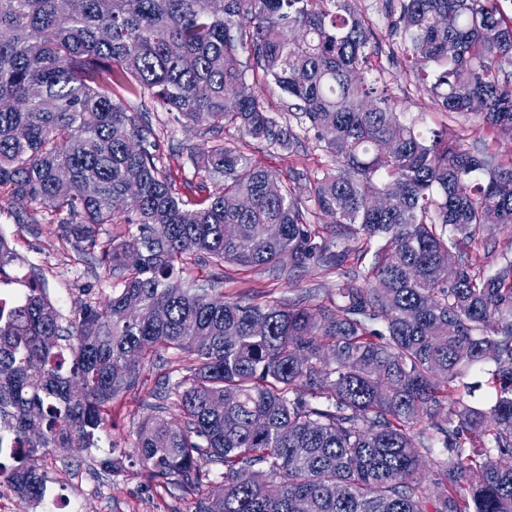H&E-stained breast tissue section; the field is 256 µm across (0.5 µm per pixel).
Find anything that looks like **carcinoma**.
<instances>
[{"label": "carcinoma", "instance_id": "obj_1", "mask_svg": "<svg viewBox=\"0 0 512 512\" xmlns=\"http://www.w3.org/2000/svg\"><path fill=\"white\" fill-rule=\"evenodd\" d=\"M504 2L399 0L389 35L441 111L512 139ZM373 39L348 0H84L78 13L71 0H0V188L60 215L89 249L121 212L136 227L102 252L112 295L68 325L36 285L0 303V478L40 501L39 458L93 445L112 401L164 351L193 362L158 383L135 448L164 486H209L203 458L224 469L196 512H512V257L485 276L477 256L496 230L487 211L512 225V163L404 122L363 77ZM277 93L336 164L308 185L327 224L222 141L202 158L222 190L183 199L161 132L129 107L152 101L288 149L298 138L270 116ZM334 237L358 246L335 252ZM311 258L356 261L362 285L338 289L332 310L176 281L185 262ZM488 363L482 408L460 378Z\"/></svg>", "mask_w": 512, "mask_h": 512}]
</instances>
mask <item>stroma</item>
<instances>
[{"mask_svg": "<svg viewBox=\"0 0 512 512\" xmlns=\"http://www.w3.org/2000/svg\"><path fill=\"white\" fill-rule=\"evenodd\" d=\"M358 9L369 13L375 24L374 41L378 47L372 58L371 77L384 82L391 95L401 104L407 122L429 131L449 127L472 149H489L503 162L512 161V139L498 138L483 146V135L464 117H450L434 104L431 96L405 72L393 53L395 44L388 36L394 16L391 0H354ZM147 120L163 134L160 153L164 170L178 182L191 185L205 183L208 192L221 190V182L209 178L191 159L192 153L205 151L217 139H241L235 130L216 127L210 130L185 126L175 114L149 110ZM247 150L268 170L290 178L298 198L308 209L311 223L324 218L310 201L306 185L319 167H331L332 161L320 151L312 134L300 133L294 149L272 148L265 142L245 140ZM24 203L0 192V234L10 241L15 259L0 278V289L10 288L26 294L31 283H39L58 310L62 323L75 318L86 303L96 302L112 292L115 283L106 266L98 260V249L111 240L131 236L128 224H106L99 231L97 249L78 254L74 241L61 239L57 221L42 212L37 223L26 221ZM353 267L324 273L314 263L288 266L275 271L267 267L240 270L231 266L218 269L201 263L182 265L178 278L187 286L217 284L225 297L242 303H285L307 305L317 301L326 305L336 301V290L353 277ZM171 369L166 357L160 356L141 367L133 387L112 403V417L97 433L90 448L57 450L44 456L40 465L47 474V488L69 501L72 512H194L196 496L179 486L157 487L136 459L131 456L139 424L144 415L142 403L155 390L159 378ZM121 462L116 471L104 470L105 460Z\"/></svg>", "mask_w": 512, "mask_h": 512, "instance_id": "stroma-1", "label": "stroma"}]
</instances>
